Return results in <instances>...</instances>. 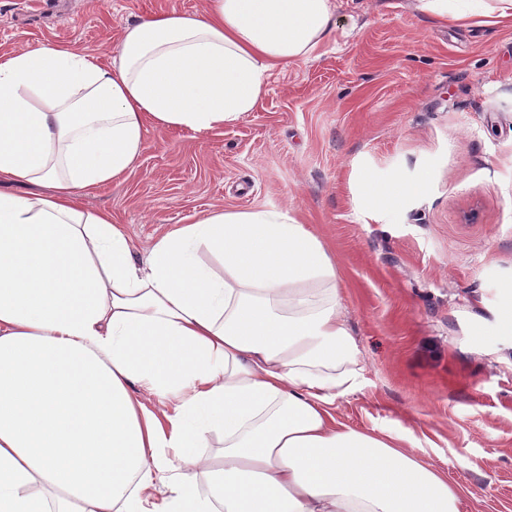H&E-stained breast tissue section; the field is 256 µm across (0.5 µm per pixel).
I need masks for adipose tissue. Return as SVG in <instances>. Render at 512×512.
Segmentation results:
<instances>
[{
  "label": "adipose tissue",
  "mask_w": 512,
  "mask_h": 512,
  "mask_svg": "<svg viewBox=\"0 0 512 512\" xmlns=\"http://www.w3.org/2000/svg\"><path fill=\"white\" fill-rule=\"evenodd\" d=\"M418 7L512 17V0ZM335 11L210 0L126 26L106 65L54 44L0 53V179L36 187L0 191V512H460L402 435L337 419L363 360L336 264L289 211L214 210L138 260L111 213L79 199L133 168L148 128L209 132L255 110ZM145 395L171 411L156 419ZM213 431L219 467L199 453Z\"/></svg>",
  "instance_id": "ef3b65f1"
}]
</instances>
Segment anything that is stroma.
<instances>
[{
  "label": "stroma",
  "mask_w": 512,
  "mask_h": 512,
  "mask_svg": "<svg viewBox=\"0 0 512 512\" xmlns=\"http://www.w3.org/2000/svg\"><path fill=\"white\" fill-rule=\"evenodd\" d=\"M417 0H336L314 56L272 70L223 128L148 129L122 179L82 192L143 257L207 211H289L336 261L365 371L337 418L405 433L461 492L512 512V22H444ZM207 0H0V52L109 60L125 25ZM402 186L395 198L375 189Z\"/></svg>",
  "instance_id": "35a3bbf8"
}]
</instances>
